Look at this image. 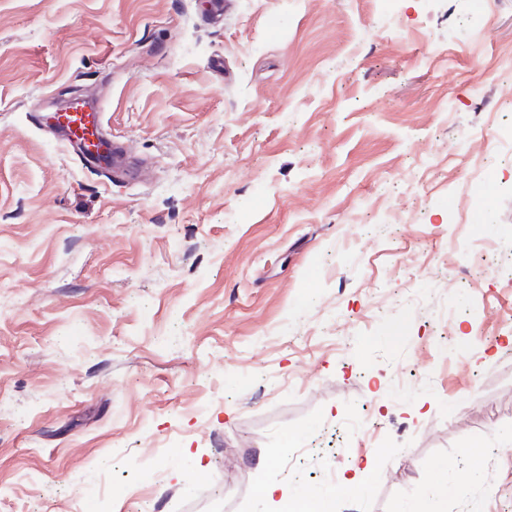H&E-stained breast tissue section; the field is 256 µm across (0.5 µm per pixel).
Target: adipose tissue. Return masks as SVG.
Here are the masks:
<instances>
[{
    "label": "adipose tissue",
    "mask_w": 512,
    "mask_h": 512,
    "mask_svg": "<svg viewBox=\"0 0 512 512\" xmlns=\"http://www.w3.org/2000/svg\"><path fill=\"white\" fill-rule=\"evenodd\" d=\"M366 489L367 471L359 467L356 468L353 477L345 479L340 492L360 495ZM337 493L321 491L291 497L282 486L265 482L258 487L256 497L263 505L277 503L278 512H331Z\"/></svg>",
    "instance_id": "adipose-tissue-1"
}]
</instances>
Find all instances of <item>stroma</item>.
Segmentation results:
<instances>
[{"instance_id":"35a3bbf8","label":"stroma","mask_w":512,"mask_h":512,"mask_svg":"<svg viewBox=\"0 0 512 512\" xmlns=\"http://www.w3.org/2000/svg\"><path fill=\"white\" fill-rule=\"evenodd\" d=\"M511 121L512 0H0V512H512ZM48 120L51 126L64 130L63 141L83 145L88 155L103 146L105 126L100 107L90 110L81 105H73L63 112H51ZM369 467L355 469L352 478L345 479L343 486L330 492L309 493L304 495L288 496L286 490L277 484L264 482L257 491L256 497L263 507L267 504L278 505V512H330L335 502L336 494L362 495L367 489V473Z\"/></svg>"}]
</instances>
